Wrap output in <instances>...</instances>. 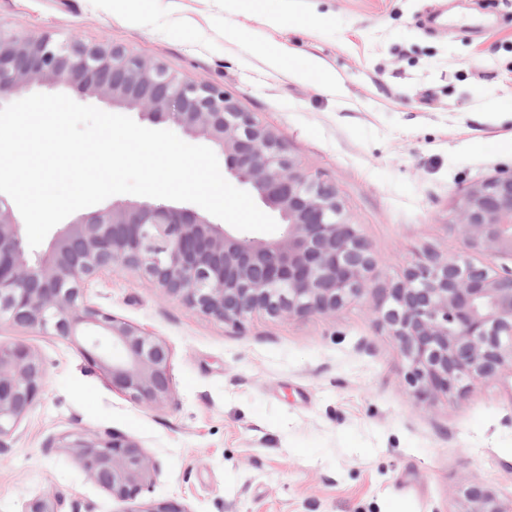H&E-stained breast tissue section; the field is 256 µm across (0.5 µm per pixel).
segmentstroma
<instances>
[{
	"label": "stroma",
	"instance_id": "1",
	"mask_svg": "<svg viewBox=\"0 0 512 512\" xmlns=\"http://www.w3.org/2000/svg\"><path fill=\"white\" fill-rule=\"evenodd\" d=\"M0 22L123 46L222 86L336 187L377 283L427 254L512 272V258L468 250L453 224L468 190L512 171V0H130L119 15L112 0H0ZM273 42L321 59L335 84L256 52ZM86 298L166 344L171 397L143 407L79 344L0 319V345L27 346L45 372L0 438V512L49 494L59 512H123L55 447L77 430L137 441L157 465L144 501L186 512H469L475 485L512 497V371L420 403L365 302L233 324L122 267L91 280Z\"/></svg>",
	"mask_w": 512,
	"mask_h": 512
}]
</instances>
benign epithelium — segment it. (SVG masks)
<instances>
[{
    "label": "benign epithelium",
    "instance_id": "1",
    "mask_svg": "<svg viewBox=\"0 0 512 512\" xmlns=\"http://www.w3.org/2000/svg\"><path fill=\"white\" fill-rule=\"evenodd\" d=\"M34 85H76L152 123L202 136L225 169L276 211V241L235 235L193 208L114 202L69 224L48 255L26 256L23 224L0 198V318L83 345L112 388L157 407L172 394L170 353L157 338L91 306L84 284L110 266L151 279L194 312L239 323L251 314H331L365 298L405 359L411 395L422 403L463 397L512 366V275L497 276L463 256L423 257L396 279L374 284L371 246L345 214L336 188L303 171L280 140L239 109L224 89L187 81L162 64L105 44L32 35L0 25V98L18 101ZM455 226L473 250L512 257V173L473 187ZM44 387L40 359L0 345V437ZM112 498L138 502L155 464L123 435L75 431L60 438ZM470 512H512L486 488L467 491Z\"/></svg>",
    "mask_w": 512,
    "mask_h": 512
}]
</instances>
